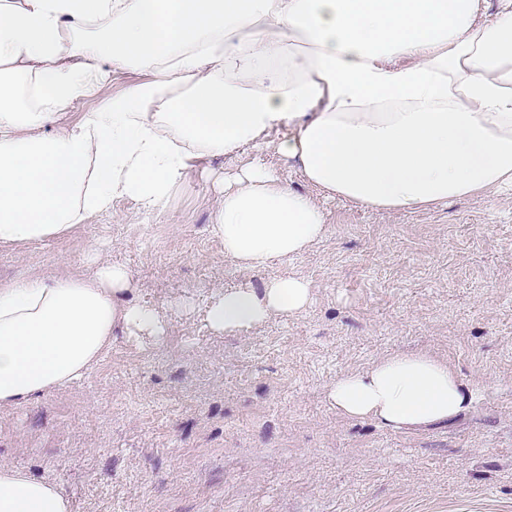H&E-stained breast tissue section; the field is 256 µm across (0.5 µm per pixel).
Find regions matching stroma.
<instances>
[{
	"instance_id": "obj_1",
	"label": "stroma",
	"mask_w": 512,
	"mask_h": 512,
	"mask_svg": "<svg viewBox=\"0 0 512 512\" xmlns=\"http://www.w3.org/2000/svg\"><path fill=\"white\" fill-rule=\"evenodd\" d=\"M271 132L262 159L324 209L327 234L267 273L209 226L245 148L195 163L146 217L113 201L67 237L0 249V280L126 266L161 340L116 330L83 379L0 408V464L56 482L73 512H512V193L407 211L326 198ZM297 276L301 314L217 335L218 290ZM448 361L474 391L453 420L391 430L340 416L336 376L396 352Z\"/></svg>"
}]
</instances>
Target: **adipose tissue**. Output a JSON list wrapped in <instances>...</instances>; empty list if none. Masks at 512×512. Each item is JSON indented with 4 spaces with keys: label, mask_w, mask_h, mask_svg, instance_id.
<instances>
[{
    "label": "adipose tissue",
    "mask_w": 512,
    "mask_h": 512,
    "mask_svg": "<svg viewBox=\"0 0 512 512\" xmlns=\"http://www.w3.org/2000/svg\"><path fill=\"white\" fill-rule=\"evenodd\" d=\"M481 0H0V248L58 238L137 200L164 208L199 158L277 145L332 199L408 210L512 189V8ZM145 69L74 123L67 108ZM212 234L262 270L326 233L307 194L256 163L224 188ZM131 273L0 282V407L81 379L117 328L164 334L125 301ZM311 302L288 276L217 291L206 320L234 335ZM346 418L393 429L454 419L472 391L430 353L337 377ZM0 512H71L56 484L0 464Z\"/></svg>",
    "instance_id": "obj_1"
}]
</instances>
